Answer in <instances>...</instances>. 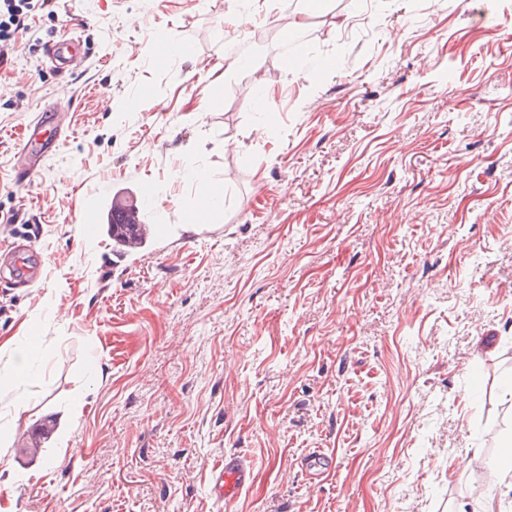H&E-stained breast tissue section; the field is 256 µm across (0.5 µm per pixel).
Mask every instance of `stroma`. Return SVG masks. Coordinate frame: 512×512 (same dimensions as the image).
I'll return each mask as SVG.
<instances>
[{"mask_svg":"<svg viewBox=\"0 0 512 512\" xmlns=\"http://www.w3.org/2000/svg\"><path fill=\"white\" fill-rule=\"evenodd\" d=\"M72 34L82 66L49 72ZM170 35L191 55L128 49ZM17 44L0 253L49 261L0 283V512H224L227 453L253 464L234 512H512V478L470 465L512 438L492 430L512 409V0H56ZM50 103L67 138L18 185ZM201 176L222 194L204 216ZM145 184L164 233L117 253L107 213ZM14 253L13 271L17 276H41L46 268V259L34 249H18L10 246ZM33 264V265H32ZM303 472L311 483L325 480L333 471V458L321 450L306 454L301 462Z\"/></svg>","mask_w":512,"mask_h":512,"instance_id":"stroma-1","label":"stroma"}]
</instances>
